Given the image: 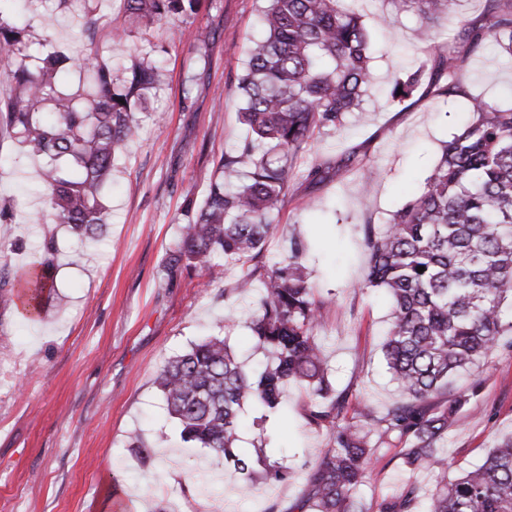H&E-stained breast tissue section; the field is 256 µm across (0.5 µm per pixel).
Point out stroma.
Returning <instances> with one entry per match:
<instances>
[{
	"label": "stroma",
	"mask_w": 512,
	"mask_h": 512,
	"mask_svg": "<svg viewBox=\"0 0 512 512\" xmlns=\"http://www.w3.org/2000/svg\"><path fill=\"white\" fill-rule=\"evenodd\" d=\"M358 10L374 49V81L363 111L338 132L317 137L299 168L340 163L357 152L361 167H342L321 182L293 181L275 220L279 227L260 259L246 266L196 264L166 272L185 222V197L203 202L226 151L241 145L238 78L246 50L260 39L259 0H202L184 18L182 36L171 21L151 35L127 29L113 42L121 0H98L95 36L84 30L79 0L57 9L51 0H8L0 16L23 27L30 41L50 39L66 53L101 50L121 70L151 57L161 67L140 131L116 158L104 204L103 239L79 238L44 218L40 164L13 162L15 145L0 148V205L12 222L0 237V506L14 512H298L310 475L330 436L311 422L312 404L301 386L287 389L288 405L268 425L270 458L287 457L285 481L240 488L231 464L206 448L181 442L155 383L159 368L191 343L224 331L234 354L249 367L266 357L249 330L257 288L238 290L245 271L271 265L290 235L305 245L304 264L323 318L315 331L329 361L334 394L349 409L367 405L383 414L400 398L383 359L390 301L364 287L367 226L419 194L449 140L467 121L464 99L444 104L420 90L402 104L389 100L394 77L408 65L416 42L415 19L392 0H360ZM470 87L500 107L512 106V56L495 45L469 59ZM193 82L191 95L182 86ZM222 96H215V89ZM375 191L364 196V178ZM56 235L54 271L66 306L22 316L19 278L32 272L44 239ZM470 380L480 387L448 433L443 452L451 474L479 464L512 436V352L494 351ZM140 435L148 452L133 446ZM396 447L370 456L360 492L363 512L395 494L403 473Z\"/></svg>",
	"instance_id": "obj_1"
}]
</instances>
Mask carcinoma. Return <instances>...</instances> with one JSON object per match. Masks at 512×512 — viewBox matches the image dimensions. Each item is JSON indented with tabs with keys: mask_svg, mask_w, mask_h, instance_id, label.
Instances as JSON below:
<instances>
[{
	"mask_svg": "<svg viewBox=\"0 0 512 512\" xmlns=\"http://www.w3.org/2000/svg\"><path fill=\"white\" fill-rule=\"evenodd\" d=\"M265 35L247 48L239 78L240 120L248 137L224 153L203 204L184 206L188 222L166 268L206 264L214 256L231 265L259 257L276 228L272 214L298 176L323 180L332 167L305 172L296 160L315 135L336 131L363 111L373 81V47L360 13L346 0H262ZM412 12L426 58L397 76L391 101L402 103L426 84L438 100L465 98L472 117L443 142L421 193L379 231H369L364 285L383 288L391 312L384 358L408 400L376 417L360 407L361 424L336 423L346 398L329 399L328 361L316 341L322 302L314 294L295 236L279 260L260 275L261 291L250 329L267 361L249 369L230 352L227 338L207 336L169 359L155 382L181 440L224 456L243 488L261 479H286L288 467L266 454L264 425L283 404L286 388H306L312 421L328 423L330 442L309 478L300 512H358L371 451L377 442L403 445L406 470L440 474L426 512H512V437L491 448L482 462L448 477L437 448L461 421V409L478 385L448 404L424 405L450 379L486 359L502 336H512V108L499 109L464 84L467 58L488 42L512 55V0H483L479 18L451 42L437 37L441 17L459 0H392ZM124 22L144 31L165 18L190 16L201 0H123ZM0 52L6 55L14 96L0 105V141L21 146L15 163H41L47 213L81 237L105 232L101 191L112 163L137 133L135 114L159 76L153 61L117 75L112 60L96 51L74 58L48 39L31 49L25 31L0 16ZM78 69L90 91L67 93L64 77ZM55 241H44L41 269L26 293L29 315L58 300L52 277ZM425 271H417L418 267ZM259 431L255 455L239 454L245 407ZM419 486L405 483L378 512H414Z\"/></svg>",
	"mask_w": 512,
	"mask_h": 512,
	"instance_id": "1",
	"label": "carcinoma"
}]
</instances>
